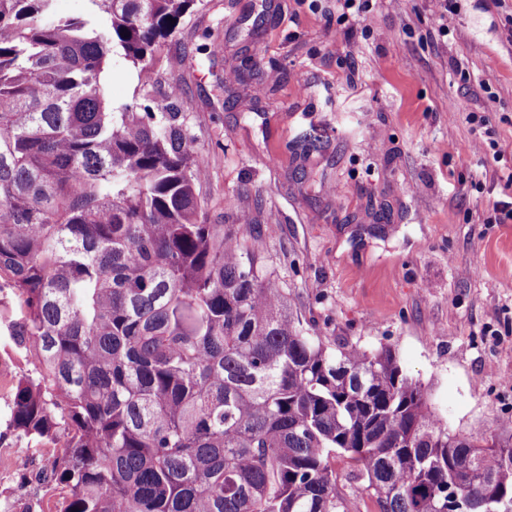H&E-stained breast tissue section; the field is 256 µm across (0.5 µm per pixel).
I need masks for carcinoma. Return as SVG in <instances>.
<instances>
[{"instance_id": "cac0c4a2", "label": "carcinoma", "mask_w": 512, "mask_h": 512, "mask_svg": "<svg viewBox=\"0 0 512 512\" xmlns=\"http://www.w3.org/2000/svg\"><path fill=\"white\" fill-rule=\"evenodd\" d=\"M54 2L0 0V328L58 512H347L338 458L376 512H512V433L453 434L391 350L311 333L252 225L202 219L176 95L108 99L196 0Z\"/></svg>"}]
</instances>
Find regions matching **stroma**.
<instances>
[{
    "mask_svg": "<svg viewBox=\"0 0 512 512\" xmlns=\"http://www.w3.org/2000/svg\"><path fill=\"white\" fill-rule=\"evenodd\" d=\"M197 0L149 77L114 60L113 106L177 91L209 224L250 218L261 264L329 343L391 349L449 431L512 427V222L490 223L512 168V0ZM487 116L500 159L475 153ZM24 362L0 354V506L56 512L9 429Z\"/></svg>",
    "mask_w": 512,
    "mask_h": 512,
    "instance_id": "1",
    "label": "stroma"
}]
</instances>
